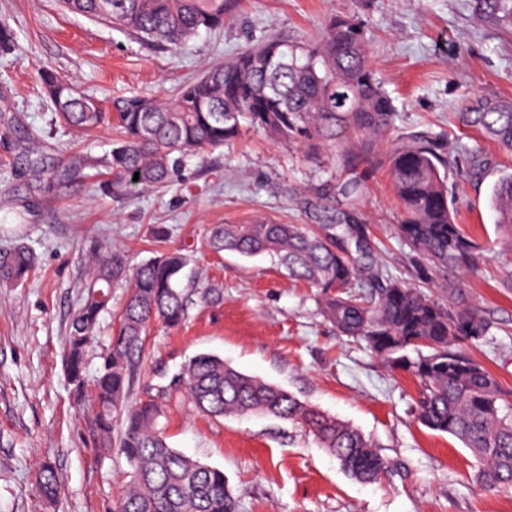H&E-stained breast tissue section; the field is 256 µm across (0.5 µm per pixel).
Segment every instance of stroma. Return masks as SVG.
Segmentation results:
<instances>
[{"mask_svg": "<svg viewBox=\"0 0 512 512\" xmlns=\"http://www.w3.org/2000/svg\"><path fill=\"white\" fill-rule=\"evenodd\" d=\"M345 15L364 27L371 64L398 112L396 134L443 130L449 153L464 145L485 160L472 179L449 177L448 196L457 224L484 249L479 271L458 279L499 326L493 343L469 352L512 389V252L500 243L492 206L512 154L467 118L512 107V32L483 22L474 0H239L221 31L200 32L179 48L65 13L58 0H0V19L18 35L17 50L0 57V129H39L47 156L76 152L99 166L111 129L86 135L61 126L42 95L40 67L103 101L163 100L269 36L310 43L330 18ZM395 136L352 137L314 158L297 143L246 128L224 147L184 156L170 185L128 199L105 197L82 177L46 186L24 164L27 140L15 135L0 146V250L23 244L39 255L27 281L0 284V512H112L130 468L118 448L97 447L95 407L73 396L63 353L69 319L99 249L123 254L133 267L184 245L197 272L193 303L181 326H150L133 398L155 395L190 358L214 353L349 422L389 462L380 481L363 484L300 426L260 415L213 417L173 393L161 419L168 444L223 470L240 512H512V488L477 484L471 452L417 421L413 376L338 336L320 313L316 288L291 280L270 258L218 255L207 245L214 224L262 217L313 226L349 212L367 226L390 273L447 302L442 275L428 271L395 231L400 211L379 165ZM348 147L365 157L364 188L353 204L339 192ZM158 226L164 239L155 237ZM216 283L223 300H204ZM45 461L62 485L53 505L34 486Z\"/></svg>", "mask_w": 512, "mask_h": 512, "instance_id": "35a3bbf8", "label": "stroma"}]
</instances>
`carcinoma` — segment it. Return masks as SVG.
I'll list each match as a JSON object with an SVG mask.
<instances>
[{"mask_svg": "<svg viewBox=\"0 0 512 512\" xmlns=\"http://www.w3.org/2000/svg\"><path fill=\"white\" fill-rule=\"evenodd\" d=\"M61 4L72 14L176 47L201 30L224 28V17L236 0ZM474 6L483 20L512 29V0H474ZM17 45V32L1 19L0 53L8 55ZM272 48L276 58L266 65L262 57ZM40 81L61 125L84 133L115 126L105 178L99 183L100 191L114 198L167 184L181 157L224 146L244 124L275 140L299 142L316 154L350 132L385 135L395 130L397 119L393 101L370 64L361 23L343 16L330 20L313 45L273 37L249 47L180 86L167 103L134 96L107 105L49 67L41 69ZM470 122L512 152L511 108L473 112ZM482 163L477 158L472 168H458L448 155L447 133L431 129L400 136L385 158L400 205L397 234L438 273L469 272L479 265L480 246L456 224L448 201V170L466 178L481 170ZM26 165L46 184L69 182L87 167L80 155L67 163L36 155ZM493 197L498 224L512 250V171L502 173ZM208 244L216 253L268 256L291 278L320 289L321 313L339 335L362 344L388 368L415 377L418 421L451 435L472 452L481 485L512 487V390L464 349L492 339L496 322L470 303L466 292L450 283L448 303L442 304L392 276L373 258L366 226L344 213L317 231L266 220L216 224ZM38 263V254L26 245L0 251V282L21 284ZM189 263V255L175 249L131 270L120 255L107 253L98 258L87 295L70 318L65 360L80 400L88 350L112 288L130 283L119 325L99 354L93 384L97 441L112 447L113 421L121 417L118 448L131 468L114 512L239 510L224 471L168 445L160 427L161 402L149 398L127 404L142 370L151 323L176 327L188 317L193 293L182 282ZM176 381L202 413H260L303 425L360 482H374L388 472L387 461L359 430L278 385L238 371L220 356L192 357ZM35 484L44 499L56 501L60 480L53 464L39 467Z\"/></svg>", "mask_w": 512, "mask_h": 512, "instance_id": "cac0c4a2", "label": "carcinoma"}]
</instances>
